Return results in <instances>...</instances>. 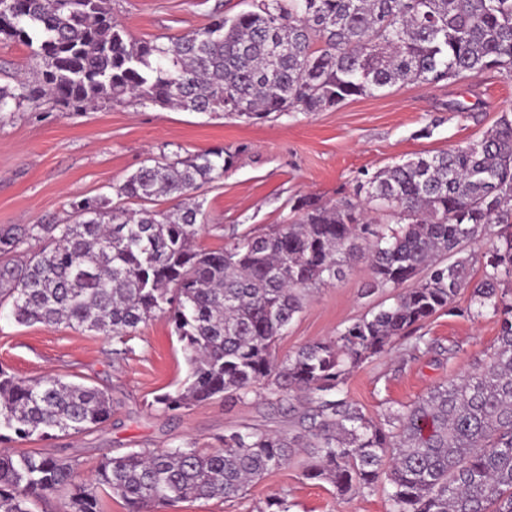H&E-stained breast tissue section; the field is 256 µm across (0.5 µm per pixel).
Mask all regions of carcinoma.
<instances>
[{
    "label": "carcinoma",
    "instance_id": "obj_1",
    "mask_svg": "<svg viewBox=\"0 0 512 512\" xmlns=\"http://www.w3.org/2000/svg\"><path fill=\"white\" fill-rule=\"evenodd\" d=\"M0 37L36 46L39 61L37 80L0 86V114L45 97L69 112L135 98L258 120L337 108L398 83L512 75V0H251L166 42L129 38L110 0H0ZM233 160L222 147L164 156L115 186L117 202L72 203L70 224L1 227L0 306L10 304L18 324H64L123 344L166 314L188 373L155 404L177 412L261 394L279 411L295 400L291 428L241 426L210 451H131L104 459L90 479L73 460L0 452V512H32L57 494L67 512H100V490L128 512L229 502L298 448L306 478L339 496L381 490L389 512H512V111L477 141L364 174L355 203L300 196L273 230L199 249L202 209L191 191L223 179ZM160 197L178 204L147 207ZM33 237L48 245L8 258ZM485 239L473 285L468 248ZM362 259L370 289L389 291L392 303L278 359L307 298ZM469 287V313L499 325L487 359L367 416L348 396L350 374ZM112 411L97 387L0 367V443L94 431Z\"/></svg>",
    "mask_w": 512,
    "mask_h": 512
}]
</instances>
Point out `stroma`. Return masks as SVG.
<instances>
[{
    "mask_svg": "<svg viewBox=\"0 0 512 512\" xmlns=\"http://www.w3.org/2000/svg\"><path fill=\"white\" fill-rule=\"evenodd\" d=\"M250 0H112V13L133 38L177 37L208 22L214 9L233 15ZM38 65L25 45L0 40V83L34 78ZM512 110V77L485 72L462 81L396 85L373 97L348 100L335 109L273 115L263 122L160 109L129 99L84 112L43 105L0 116V227L67 224L71 202L114 198L126 177L161 155L188 156L221 146L235 153L224 178L203 185L207 226L200 247H223L226 236L263 231L280 223L291 199L315 194L326 201L354 195L357 177L417 153H437L477 138L502 112ZM366 262L354 264L334 285L315 292L278 343V358L333 336L386 300L369 291ZM470 291L456 297L420 329L435 350L408 357L409 338L349 377V397L379 419L389 407L407 404L448 377L485 359L498 331L495 319L468 315ZM64 325H19L0 309V367L20 377L53 375L103 389L115 411L90 433L12 443V451L49 452L75 459L91 477L107 457L142 448L167 449L187 442L218 447L225 431L243 425L270 430L287 421L256 396L219 399L176 413L157 409V395L174 390L187 373L182 344L165 315L145 324L126 343ZM455 356H448V349ZM305 453L249 486L233 502L190 499L159 512H265L272 495L289 512H387L383 493L337 496L324 482L307 479Z\"/></svg>",
    "mask_w": 512,
    "mask_h": 512,
    "instance_id": "stroma-1",
    "label": "stroma"
}]
</instances>
